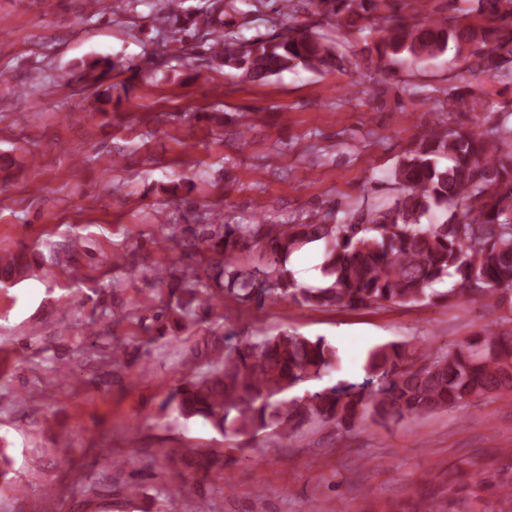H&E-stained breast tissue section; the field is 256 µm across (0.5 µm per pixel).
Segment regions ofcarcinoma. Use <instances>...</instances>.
<instances>
[{
    "label": "carcinoma",
    "mask_w": 512,
    "mask_h": 512,
    "mask_svg": "<svg viewBox=\"0 0 512 512\" xmlns=\"http://www.w3.org/2000/svg\"><path fill=\"white\" fill-rule=\"evenodd\" d=\"M348 14L349 24L368 17L386 0H319ZM474 22L451 14L415 22L394 13L379 18L378 37L362 52L405 64L436 59L447 50L475 58V69L512 81V0H468ZM172 35L208 45L224 67L254 82L299 67L342 70L335 47L298 26L270 39L224 31V0H200L192 12L182 4L166 11ZM115 70L107 57L85 64L102 81ZM476 101L448 87V111L471 112ZM391 180L398 195L387 207L367 209L343 223L315 214L304 224H198L172 227L178 259L152 269L155 279L178 294L169 313L180 320L197 309L217 308L224 295L240 305L286 302L307 307L358 310L444 298L512 307V111H498L487 129L426 126L400 157ZM434 209L449 217L421 219ZM323 241L326 250L316 286L298 282L289 258ZM260 253L259 261L250 260ZM25 251L0 252V282L30 273ZM454 279L453 287L438 288ZM208 370L175 392L173 411L200 419L217 432L253 436L272 428L286 438L310 421L350 428L367 419L397 422L408 416L460 407L491 391L512 392V317L484 326L445 352L390 343L369 352L360 383H342L302 396L295 388L336 366V348L322 337L288 331L207 348ZM392 512H512V462L490 478L454 480L427 491Z\"/></svg>",
    "instance_id": "cac0c4a2"
}]
</instances>
